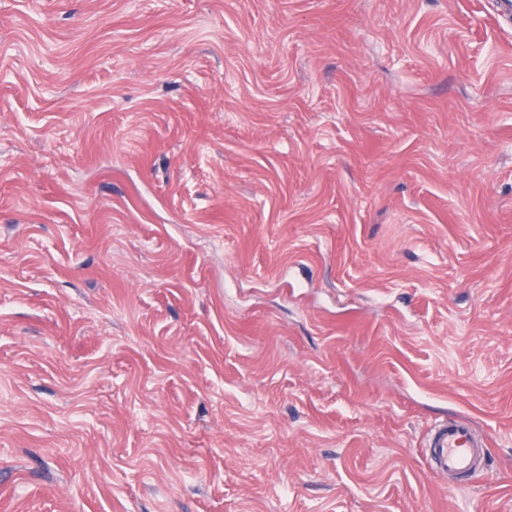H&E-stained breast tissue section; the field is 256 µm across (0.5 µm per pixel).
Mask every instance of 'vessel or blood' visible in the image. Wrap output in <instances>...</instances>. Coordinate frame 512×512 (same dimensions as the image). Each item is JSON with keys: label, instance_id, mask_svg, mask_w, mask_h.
Returning <instances> with one entry per match:
<instances>
[{"label": "vessel or blood", "instance_id": "vessel-or-blood-1", "mask_svg": "<svg viewBox=\"0 0 512 512\" xmlns=\"http://www.w3.org/2000/svg\"><path fill=\"white\" fill-rule=\"evenodd\" d=\"M488 443L468 425L451 419L435 426L425 457L433 474L471 473L488 460Z\"/></svg>", "mask_w": 512, "mask_h": 512}]
</instances>
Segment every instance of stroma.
Here are the masks:
<instances>
[{
	"label": "stroma",
	"instance_id": "1",
	"mask_svg": "<svg viewBox=\"0 0 512 512\" xmlns=\"http://www.w3.org/2000/svg\"><path fill=\"white\" fill-rule=\"evenodd\" d=\"M499 11L0 0V512H512ZM488 442L468 425L449 419L435 426L425 457L435 475L471 473L488 460Z\"/></svg>",
	"mask_w": 512,
	"mask_h": 512
}]
</instances>
